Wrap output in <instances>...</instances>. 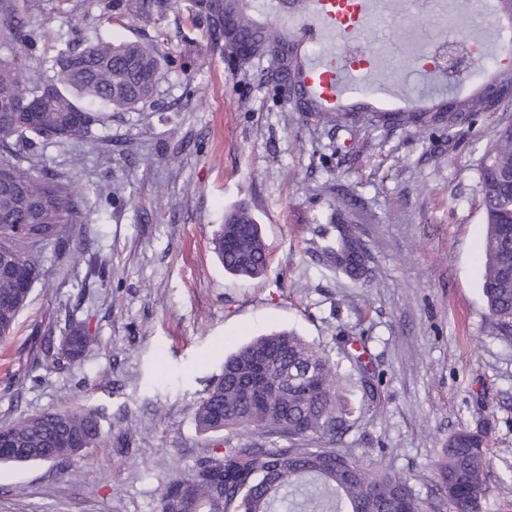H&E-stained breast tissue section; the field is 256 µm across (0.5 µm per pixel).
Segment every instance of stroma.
Masks as SVG:
<instances>
[{
    "label": "stroma",
    "mask_w": 512,
    "mask_h": 512,
    "mask_svg": "<svg viewBox=\"0 0 512 512\" xmlns=\"http://www.w3.org/2000/svg\"><path fill=\"white\" fill-rule=\"evenodd\" d=\"M20 12L25 35L0 23V52L17 53L31 77H46L67 44L99 36L151 45L164 75L144 108L42 151V169L76 192H105L69 225L73 249L46 252V277L0 342V425L92 409L104 442L64 462L0 466V512H159L165 482L190 478L208 453L193 410L225 357L280 329L330 353L337 337L364 338L382 383L371 401L351 391L364 415L344 442L365 468L405 481L438 512L442 448L459 430L481 431L491 459L483 512H512V336L491 334L478 275L480 164L512 124V99L450 131L334 126L298 111L270 81L269 60L232 69L191 0L149 17L127 0H20ZM492 24L482 9H380L361 46L383 55L404 97L379 108L430 97L417 47ZM240 203L270 254L252 280L225 273L211 245ZM338 214L370 251L362 280L317 257ZM70 319L98 339L74 362L42 342Z\"/></svg>",
    "instance_id": "1"
}]
</instances>
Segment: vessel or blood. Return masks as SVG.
I'll list each match as a JSON object with an SVG mask.
<instances>
[{"label": "vessel or blood", "mask_w": 512, "mask_h": 512, "mask_svg": "<svg viewBox=\"0 0 512 512\" xmlns=\"http://www.w3.org/2000/svg\"><path fill=\"white\" fill-rule=\"evenodd\" d=\"M377 0H308L304 18L305 33L314 41L328 35L340 36L350 45L349 53L339 55L322 52L310 57L303 67V82L309 92L329 110L341 106L343 100L356 93L362 77L375 72L380 60L377 56L357 52L355 46L371 23ZM474 42L481 55L497 53L500 67L512 66V50L485 35H477ZM417 70L431 88L444 86V74L426 58L425 50H418Z\"/></svg>", "instance_id": "1"}]
</instances>
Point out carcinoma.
I'll list each match as a JSON object with an SVG mask.
<instances>
[{
	"label": "carcinoma",
	"instance_id": "carcinoma-1",
	"mask_svg": "<svg viewBox=\"0 0 512 512\" xmlns=\"http://www.w3.org/2000/svg\"><path fill=\"white\" fill-rule=\"evenodd\" d=\"M197 19L206 24L210 48L237 70L254 60L279 57L292 75L289 93L303 112L324 123L374 126L441 125L453 130L475 112H488L499 96H512V68H498L478 91L455 96L430 108L372 112L340 107L328 111L303 83L299 44L288 33L250 16L244 0H193ZM0 19L16 33L25 28L16 0H0ZM246 40L248 51L233 43ZM161 60L139 41L94 42L68 46L51 61L49 75L26 85L25 70L13 53H0V102L10 105L0 116V337L7 336L36 282L46 273L47 249L69 245L67 225L78 223L89 197L74 193L68 179L38 171L31 156L40 142L63 143L85 137L114 112L143 107L153 97ZM480 206L487 224L482 292L492 331L512 336V125L497 131L480 167ZM224 270L242 279L260 277L268 264L261 225L242 205L224 213L212 238ZM322 261L352 280L369 263L359 236L335 234L321 247ZM61 342L67 358L81 359L97 342L85 324L65 325ZM363 340L336 337L338 360L295 332L258 336L224 360V371L205 390L194 413L201 434L252 429L263 439L235 445L221 439L200 459L189 479L174 476L163 486L159 512H422V500L407 484L363 468L344 436L362 417L344 394V384L374 396L379 377L368 369ZM271 366L266 378L282 380L286 393L270 399L245 394L253 361ZM16 451L0 453V464L70 460L103 442L99 417L92 410H44L0 426ZM489 458L484 436L461 430L448 439L440 466L443 500L453 512H479L487 492Z\"/></svg>",
	"mask_w": 512,
	"mask_h": 512
}]
</instances>
